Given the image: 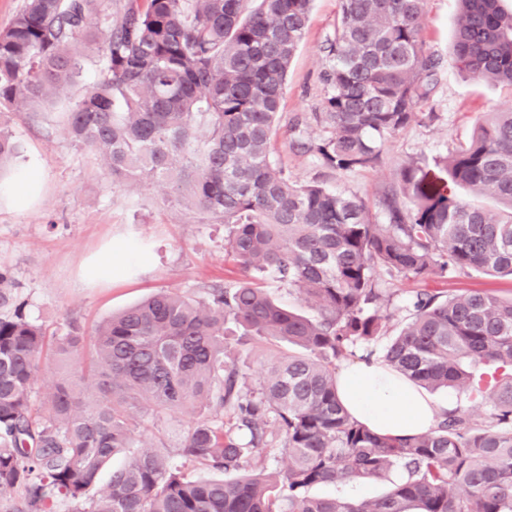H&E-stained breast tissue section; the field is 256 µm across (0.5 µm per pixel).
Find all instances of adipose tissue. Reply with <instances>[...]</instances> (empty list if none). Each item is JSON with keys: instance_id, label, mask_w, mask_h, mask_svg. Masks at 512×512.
<instances>
[{"instance_id": "1", "label": "adipose tissue", "mask_w": 512, "mask_h": 512, "mask_svg": "<svg viewBox=\"0 0 512 512\" xmlns=\"http://www.w3.org/2000/svg\"><path fill=\"white\" fill-rule=\"evenodd\" d=\"M146 253L133 242L108 245L83 270L85 284L108 282L113 272L143 268ZM337 394L348 412L384 436H409L431 428L445 407L379 362L361 361L338 375Z\"/></svg>"}]
</instances>
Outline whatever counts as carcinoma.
<instances>
[{"mask_svg":"<svg viewBox=\"0 0 512 512\" xmlns=\"http://www.w3.org/2000/svg\"><path fill=\"white\" fill-rule=\"evenodd\" d=\"M313 0H23L0 29V167L20 146L3 131L19 103L52 101L76 84L84 52L101 76L65 117L120 187L162 183L224 251L319 308L282 305L253 278L195 298L160 290L100 323L91 339L70 322L54 351L75 371L36 399L46 329L25 313L0 269V502L5 512H512V296L420 292L391 337L377 277L427 280L472 271L512 277V112L476 118L472 140L435 158L446 186L415 160L375 203L291 179L271 155L290 63ZM453 62L466 77L512 86V10L455 0ZM426 0H339L326 94L314 113L329 136L306 149L330 169L376 165L387 141L417 120L443 66L421 38ZM207 128L197 142V128ZM462 188L503 205L459 197ZM229 336L294 349L266 365L258 387L224 362ZM381 358L426 389L453 388L490 406L461 408L416 435L380 436L350 416L337 363ZM178 448L142 446L133 420L195 413ZM127 464L96 487L119 454ZM288 456V467L266 462ZM398 466L389 494L348 502L309 490ZM209 468L221 479H189Z\"/></svg>","mask_w":512,"mask_h":512,"instance_id":"carcinoma-1","label":"carcinoma"}]
</instances>
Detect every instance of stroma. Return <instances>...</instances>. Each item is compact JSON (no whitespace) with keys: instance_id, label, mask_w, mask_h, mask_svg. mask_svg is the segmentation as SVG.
I'll return each instance as SVG.
<instances>
[{"instance_id":"1","label":"stroma","mask_w":512,"mask_h":512,"mask_svg":"<svg viewBox=\"0 0 512 512\" xmlns=\"http://www.w3.org/2000/svg\"><path fill=\"white\" fill-rule=\"evenodd\" d=\"M338 11V0H314L304 40L288 71L273 151L294 180L315 181L372 199L402 161L414 159L432 166L434 157L470 141L479 113L512 109L511 87L470 81L452 64L454 0H427L422 38L427 49L443 60L444 69L434 92L418 106L422 120L395 135L376 166L351 171L325 168L315 154L296 143L326 135L310 115L320 110L325 96L321 75L327 59L322 47L335 34ZM99 58L98 51H89L72 88L47 107L22 105L12 112L7 126L21 146L18 165H39L44 184L39 199L28 208L0 209V266L9 268L21 283L29 319L57 332L72 320L85 332H93L105 319L161 289L199 296L211 285L231 284L244 276L224 254L223 225L200 223L197 215L173 206L161 186L134 182L113 187L111 176L99 168L94 156L65 135L64 115L76 96L99 79ZM126 239L144 246L146 266L108 285L84 286L79 279L83 260L109 242ZM382 286L390 297L383 311L391 331L407 318L409 302L421 289L443 296L468 290L512 295L511 279L478 272L419 283L386 280ZM287 350L284 344L244 346L231 337L224 359L240 367L253 385L264 365ZM403 477L395 467L378 478L319 484L311 493L358 502L384 495Z\"/></svg>"}]
</instances>
